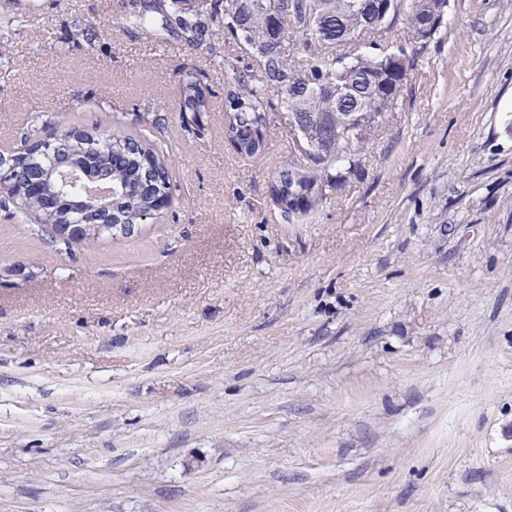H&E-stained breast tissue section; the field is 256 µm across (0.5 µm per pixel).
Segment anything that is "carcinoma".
Listing matches in <instances>:
<instances>
[{
    "label": "carcinoma",
    "instance_id": "1",
    "mask_svg": "<svg viewBox=\"0 0 512 512\" xmlns=\"http://www.w3.org/2000/svg\"><path fill=\"white\" fill-rule=\"evenodd\" d=\"M381 12L367 9L373 0H221L224 39L235 43L250 59L245 67L224 62V137L236 154L256 159L265 150L271 116L301 125L299 135L317 143L318 150L301 154L288 150L272 176L269 197L289 221L288 187L307 193L301 217L315 213L329 192L344 185L346 175L358 168L357 150L385 123L388 113L402 103L417 53L412 43L439 38L448 11L444 0H386ZM155 12L178 29L189 47L204 41L207 27L202 7L190 0H158ZM403 21L412 40H388L393 25ZM147 10L139 0L112 19L118 28L144 27ZM207 74L196 68L182 81L181 112L184 122L206 111ZM92 162V171L112 176V205L99 212L81 196L78 187L61 207L49 196L29 195L22 180L0 181L4 204L19 211H34L59 250L92 243V233L80 240L54 235L57 224L140 225L155 213L159 195L170 196V163L144 137L128 132L120 123L93 126L88 134L69 141L60 151L51 146L40 154H15L20 171L43 174L55 169L61 156ZM156 174L154 191H137L140 166L146 159Z\"/></svg>",
    "mask_w": 512,
    "mask_h": 512
}]
</instances>
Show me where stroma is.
<instances>
[{
	"mask_svg": "<svg viewBox=\"0 0 512 512\" xmlns=\"http://www.w3.org/2000/svg\"><path fill=\"white\" fill-rule=\"evenodd\" d=\"M121 3L0 0V151L38 112L116 120L173 171L118 242L59 253L0 208V512H512V0H450L303 222L269 199L287 128L224 139L239 51L112 29ZM207 80L206 72L195 68L182 81L181 112L188 125L189 118L193 120L196 112H204L208 107Z\"/></svg>",
	"mask_w": 512,
	"mask_h": 512,
	"instance_id": "stroma-1",
	"label": "stroma"
}]
</instances>
